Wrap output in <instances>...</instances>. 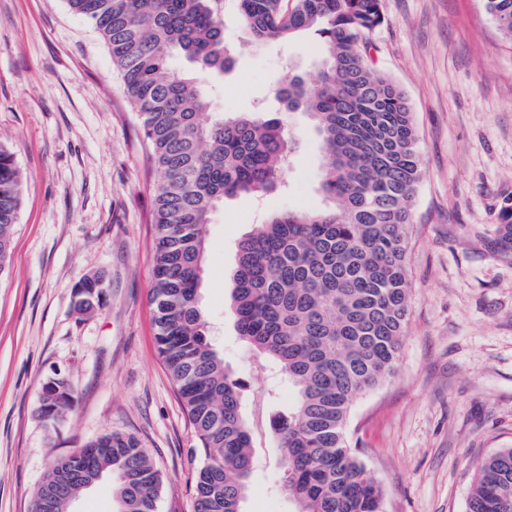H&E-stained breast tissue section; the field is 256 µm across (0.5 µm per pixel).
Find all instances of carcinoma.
<instances>
[{
	"label": "carcinoma",
	"mask_w": 512,
	"mask_h": 512,
	"mask_svg": "<svg viewBox=\"0 0 512 512\" xmlns=\"http://www.w3.org/2000/svg\"><path fill=\"white\" fill-rule=\"evenodd\" d=\"M255 43L303 31L322 42L319 82L301 72L274 96L314 123L325 154L319 211H286L238 244L230 299L238 336L275 363L296 391L273 423L281 479L298 512H383V492L349 448L354 400L394 368L407 321L410 202L421 181L405 92L365 62L382 23L379 0H237ZM103 38L141 120L158 180L152 209L156 342L199 440L193 512H242L254 458L240 384L212 342L201 306L207 226L224 199L259 195L282 180L296 141L263 110L210 116L199 80L169 66L175 53L210 81L232 57L224 0H68ZM512 38V0H484ZM24 177L0 143V275L9 267ZM81 460L55 458L37 497L72 512L83 477H108L113 512H158L161 479L132 436L108 433ZM468 512H512V448L477 466Z\"/></svg>",
	"instance_id": "1"
}]
</instances>
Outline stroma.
<instances>
[{
    "mask_svg": "<svg viewBox=\"0 0 512 512\" xmlns=\"http://www.w3.org/2000/svg\"><path fill=\"white\" fill-rule=\"evenodd\" d=\"M380 9L368 63L408 96L422 180L395 369L354 401L347 438L380 484L384 512H467L477 464L512 448V243L495 232L512 207V40L483 0H380ZM224 41L234 63L215 110L281 113L300 147L285 187L225 199L213 213L201 303L254 429L242 510L298 512L271 428L295 392L240 340L230 275L239 241L268 214L325 205L319 140L274 97L293 68L316 75L321 45L310 32L251 45L233 0ZM0 143L25 179L0 276V512H31L54 458L112 432L148 451L158 512H192L199 442L155 342L150 151L107 46L67 0H0ZM89 276L103 279L106 299L83 315L74 288ZM52 377L74 387L77 403L49 424L37 407Z\"/></svg>",
    "mask_w": 512,
    "mask_h": 512,
    "instance_id": "obj_1",
    "label": "stroma"
}]
</instances>
